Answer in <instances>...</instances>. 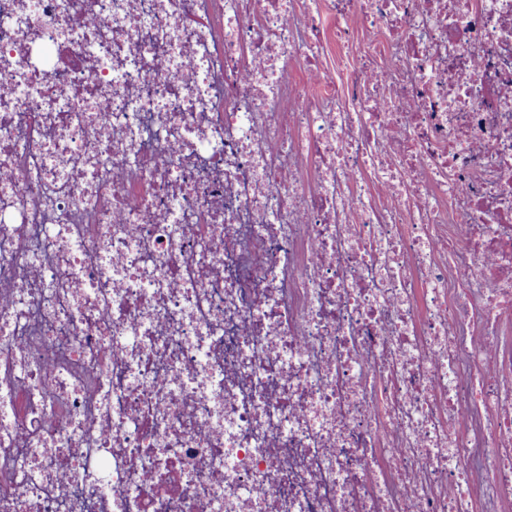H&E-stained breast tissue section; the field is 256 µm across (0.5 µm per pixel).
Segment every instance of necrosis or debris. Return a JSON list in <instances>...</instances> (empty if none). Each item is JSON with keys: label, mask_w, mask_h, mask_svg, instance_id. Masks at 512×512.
<instances>
[{"label": "necrosis or debris", "mask_w": 512, "mask_h": 512, "mask_svg": "<svg viewBox=\"0 0 512 512\" xmlns=\"http://www.w3.org/2000/svg\"><path fill=\"white\" fill-rule=\"evenodd\" d=\"M217 504L512 512V0H0V512Z\"/></svg>", "instance_id": "1"}]
</instances>
